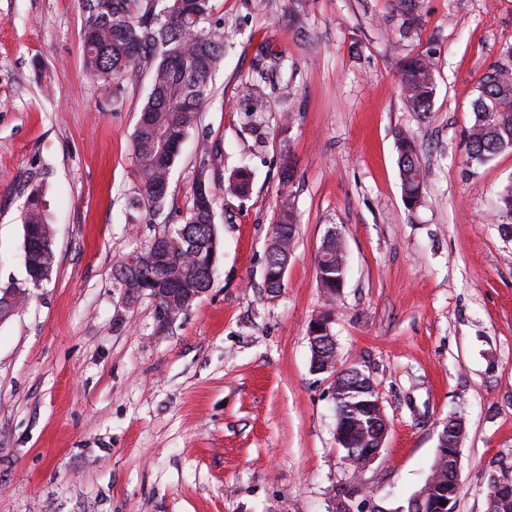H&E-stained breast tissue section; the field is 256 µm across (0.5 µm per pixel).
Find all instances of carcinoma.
Segmentation results:
<instances>
[{
    "label": "carcinoma",
    "instance_id": "cac0c4a2",
    "mask_svg": "<svg viewBox=\"0 0 512 512\" xmlns=\"http://www.w3.org/2000/svg\"><path fill=\"white\" fill-rule=\"evenodd\" d=\"M212 0H112L93 4V15L82 37L87 75L98 84L120 86L128 72L145 68L151 74V88L133 136V150L141 173V190L129 201L130 209L154 215L165 204L172 169L180 145L195 115L211 102L210 80L224 54L226 38L222 29L210 22ZM400 82L409 108L427 115L432 109L435 81L434 60L428 51L408 56L400 62ZM473 123L467 134L466 164L483 165L495 156L512 151V77L495 69L478 81L472 101ZM396 149L403 200L407 207L420 206L426 182L413 136L396 133ZM252 185V171L242 166L232 173L224 189L244 197ZM25 235H37L40 248L25 255L26 277L13 285L28 296L31 288L50 280L54 262V237L48 223L41 192L33 188L22 207ZM294 200L281 201L268 248L263 280L275 282L280 265L287 259L296 232ZM170 258L162 270L147 260L149 248L124 256L117 268L133 267L132 282L118 287L135 296L137 285L146 283L155 295L165 288L183 285L193 299L209 288L211 264L219 262L215 224L214 193L206 170L194 179L191 205L179 224L165 231ZM316 260L319 288L331 301L340 292V275L346 273V258L336 239L323 241ZM136 259L131 265L128 260ZM376 390L364 379L346 377L336 396V427L344 435L343 459L351 469L363 463L368 442L375 438L384 419L373 405ZM459 435L448 433V444L435 460L433 481L417 490L426 512H438L440 500L455 499L460 492L449 467L448 456L457 452Z\"/></svg>",
    "mask_w": 512,
    "mask_h": 512
}]
</instances>
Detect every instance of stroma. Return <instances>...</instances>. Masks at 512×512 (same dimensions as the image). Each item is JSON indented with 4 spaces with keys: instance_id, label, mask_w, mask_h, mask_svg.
Instances as JSON below:
<instances>
[{
    "instance_id": "1",
    "label": "stroma",
    "mask_w": 512,
    "mask_h": 512,
    "mask_svg": "<svg viewBox=\"0 0 512 512\" xmlns=\"http://www.w3.org/2000/svg\"><path fill=\"white\" fill-rule=\"evenodd\" d=\"M213 0L230 47L151 222L133 132L150 90L84 71L88 0H0V286L22 281V205L42 192L54 231L49 282L0 323V512H330L359 484L386 505L424 483L441 424L462 418L456 512H486L489 474L512 469V224L499 194L512 152L467 167L475 86L512 74V0ZM284 68L256 84L258 50ZM431 51L429 116L412 112L399 62ZM266 109L250 114L254 97ZM427 172L407 209L395 134ZM248 197L224 193L239 166ZM218 187L220 259L206 293L174 318L113 268L191 204L200 168ZM291 168L293 178L281 173ZM298 218L284 286L263 270L281 199ZM336 230L349 270L334 303L316 258ZM331 307L340 361L369 375L388 420L361 474L336 443L327 375L308 325Z\"/></svg>"
}]
</instances>
